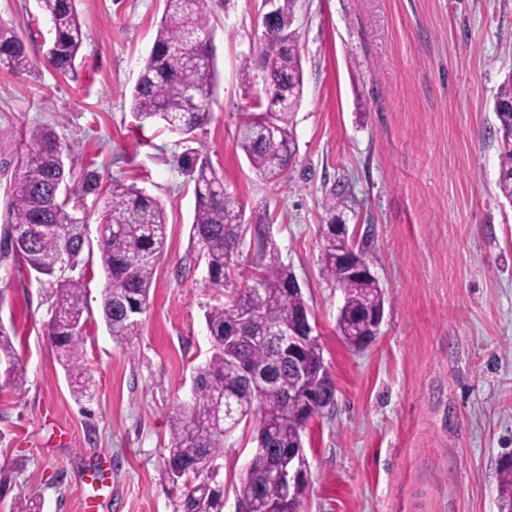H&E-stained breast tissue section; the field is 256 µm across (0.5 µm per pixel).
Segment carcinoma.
<instances>
[{
  "label": "carcinoma",
  "instance_id": "carcinoma-1",
  "mask_svg": "<svg viewBox=\"0 0 512 512\" xmlns=\"http://www.w3.org/2000/svg\"><path fill=\"white\" fill-rule=\"evenodd\" d=\"M296 0H274L264 19L259 64L265 97L246 112L237 131L236 146L255 175L281 182L294 163V115L304 93L301 52L290 31ZM51 24L53 40L47 63L66 75L75 72L83 33L74 0H39ZM0 65L23 73L34 67L17 32L0 23ZM215 48L205 0H165L150 54L132 91V109L141 120L153 119L182 137L186 149L178 165L194 184L195 211L190 237L203 257L212 285L230 283L238 267L235 246L246 238L244 205L224 187L203 147H193L195 131L210 119L216 89ZM498 124L501 195L512 203V75L501 85L494 102ZM65 147L55 129L37 127L30 132V150L22 174L13 188L11 220L5 230L7 251L53 289L48 337L76 393L88 390L85 325L88 311L82 252L87 224L67 210L75 190L61 192L60 181L71 182L66 170ZM346 185L329 193V223H336V208ZM98 225L100 260L106 273L101 317L112 339L127 343L140 335L142 316L150 305L157 265L164 257L167 219L164 208L133 184L114 179L103 194ZM22 224H46L43 236L11 239ZM256 255L251 282L229 288L224 303L207 310L205 318L213 351L196 369L190 400L173 421L167 448L166 470L172 482L188 474L177 512H224V484L217 480L216 462L224 441L241 424L254 423L252 452L245 476L234 487L236 512H261L273 504L280 512H297L289 501L288 484L272 475V462L288 459V451L301 447L307 418L334 405L335 386L325 368L322 347L314 338L301 346L296 360L285 356L274 339L228 341L230 329L247 315L243 335L256 334L264 324L286 330L307 304L303 292H288L295 278L278 248L260 226L254 227ZM370 239L345 235L323 240L322 269L343 292L336 332L349 346L360 349L370 342L368 318L384 309V296L373 277L348 279L342 275L336 250L367 263ZM59 258L65 273L53 272ZM0 360L8 364L5 376L16 374L15 349L10 333L0 324ZM498 503L512 509V461L500 467Z\"/></svg>",
  "mask_w": 512,
  "mask_h": 512
}]
</instances>
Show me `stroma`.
<instances>
[{
    "label": "stroma",
    "mask_w": 512,
    "mask_h": 512,
    "mask_svg": "<svg viewBox=\"0 0 512 512\" xmlns=\"http://www.w3.org/2000/svg\"><path fill=\"white\" fill-rule=\"evenodd\" d=\"M85 34L76 78L45 54L38 0H0L34 69L0 66V232L33 128L54 126L75 178L143 188L167 215L140 336L119 345L101 318L97 247L103 205L82 199L86 363L93 385L75 397L46 336L51 290L0 254V322L14 326L22 373L0 372V512L19 495L41 512H176L164 458L173 419L212 353L205 313L222 302L189 241L194 186L184 146L139 121L131 93L164 0H75ZM216 47L211 120L197 133L218 175L265 225L296 275L316 324L336 405L302 435L304 512H498V468L512 455V203L497 187L500 85L512 75V0H296L304 96L297 156L267 183L236 146L243 112L263 94L256 66L262 0H207ZM337 214L370 235L371 271L385 295L380 331L354 349L336 332L343 294L322 273L330 188ZM236 432L220 459L224 512H234L253 448Z\"/></svg>",
    "instance_id": "1"
}]
</instances>
